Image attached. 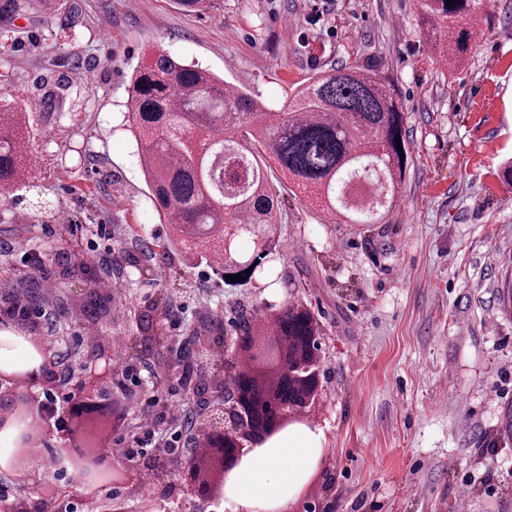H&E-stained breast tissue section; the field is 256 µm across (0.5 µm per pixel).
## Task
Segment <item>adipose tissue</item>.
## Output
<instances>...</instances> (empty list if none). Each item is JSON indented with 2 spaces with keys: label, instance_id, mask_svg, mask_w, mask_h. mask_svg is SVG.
Segmentation results:
<instances>
[{
  "label": "adipose tissue",
  "instance_id": "ef3b65f1",
  "mask_svg": "<svg viewBox=\"0 0 512 512\" xmlns=\"http://www.w3.org/2000/svg\"><path fill=\"white\" fill-rule=\"evenodd\" d=\"M319 435L294 436L286 445L267 447L253 456L251 467L260 475L259 481L234 477L227 487L226 512H261L273 490H280V505H287L291 493L297 492L305 471L313 460Z\"/></svg>",
  "mask_w": 512,
  "mask_h": 512
}]
</instances>
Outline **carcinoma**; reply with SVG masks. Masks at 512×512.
<instances>
[{"instance_id": "cac0c4a2", "label": "carcinoma", "mask_w": 512, "mask_h": 512, "mask_svg": "<svg viewBox=\"0 0 512 512\" xmlns=\"http://www.w3.org/2000/svg\"><path fill=\"white\" fill-rule=\"evenodd\" d=\"M420 17L431 51L463 63L478 32V0H421ZM127 110L160 223L243 277L255 259L239 254L236 240L250 238L266 255L280 222L269 173L347 224H380L410 158L404 104L392 81L368 69L318 71L273 109L160 51L132 77ZM45 123L20 105L0 106V193L37 210L50 201L28 158Z\"/></svg>"}]
</instances>
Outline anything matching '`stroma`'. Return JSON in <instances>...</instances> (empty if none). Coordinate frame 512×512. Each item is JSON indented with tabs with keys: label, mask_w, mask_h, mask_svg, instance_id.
Returning a JSON list of instances; mask_svg holds the SVG:
<instances>
[{
	"label": "stroma",
	"mask_w": 512,
	"mask_h": 512,
	"mask_svg": "<svg viewBox=\"0 0 512 512\" xmlns=\"http://www.w3.org/2000/svg\"><path fill=\"white\" fill-rule=\"evenodd\" d=\"M419 11L418 0H211L198 13L173 0H25L0 16V102L49 113L30 164L55 207L0 205V310L13 301L4 283L33 281L52 318L0 320V362L26 371L29 336L71 365L90 336L161 333L172 347L292 301L318 327L321 448L288 512H512V186L499 177L512 156V0L483 8L457 67L431 53ZM157 51L271 107L331 66L391 76L411 152L399 205L385 223L345 224L275 172L281 222L251 280L182 252L159 259L168 228L126 126L130 77ZM92 243L90 275L67 277L59 254L88 260ZM139 263L166 274L142 279ZM161 291L165 320L149 309ZM94 295L106 314L77 322Z\"/></svg>",
	"instance_id": "obj_1"
}]
</instances>
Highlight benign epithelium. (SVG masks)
Masks as SVG:
<instances>
[{
	"label": "benign epithelium",
	"mask_w": 512,
	"mask_h": 512,
	"mask_svg": "<svg viewBox=\"0 0 512 512\" xmlns=\"http://www.w3.org/2000/svg\"><path fill=\"white\" fill-rule=\"evenodd\" d=\"M282 312L280 308L265 314L269 326L261 335L256 333L254 319L250 318L236 327L235 335L220 336L216 342H200L196 346L198 386L191 394L206 407L200 431L221 453L225 486L248 453L263 448L274 434L287 427L307 422L314 404V398L300 395L299 389L306 382H320V357L299 350L289 355L287 349L304 343L317 352L318 339L290 336L282 331ZM126 341L130 356L138 360H148L160 353L158 346L146 351L141 336H129ZM29 342L37 356L36 367L23 373L0 369V434L10 438L14 447L23 448L21 453L1 459L0 469L21 472L33 449L48 446L54 435L61 443L52 450L56 460L53 478L35 481L33 492L21 500L0 497V512H47V502L59 493L56 476L63 473L70 474L71 483L84 491L103 487L113 476V472L90 457L79 461L73 458L80 438L67 420L72 414L69 406H63L53 425L37 417L39 400L33 388L49 390L56 373L44 342L39 338ZM246 347L254 348L258 363L280 367L276 393H271L261 377L243 372L241 353ZM96 357L104 361V367H98L94 361L84 364L70 374V388L105 401L112 390L114 366L106 347H98ZM196 459L197 451L188 452L175 473L148 458L123 471L122 481L134 485L140 500L139 512H152L165 498L191 499L204 509L215 503L208 485L197 476Z\"/></svg>",
	"instance_id": "7a95c632"
}]
</instances>
